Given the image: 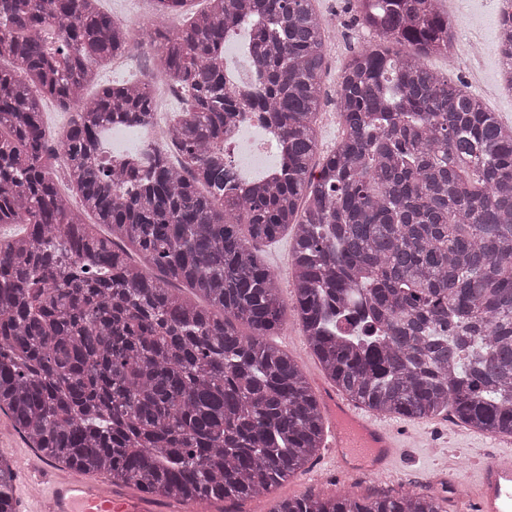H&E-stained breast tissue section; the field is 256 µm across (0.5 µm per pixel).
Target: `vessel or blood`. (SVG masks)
<instances>
[{
	"instance_id": "1",
	"label": "vessel or blood",
	"mask_w": 512,
	"mask_h": 512,
	"mask_svg": "<svg viewBox=\"0 0 512 512\" xmlns=\"http://www.w3.org/2000/svg\"><path fill=\"white\" fill-rule=\"evenodd\" d=\"M327 416L328 461L332 467L364 472L389 473L399 443L383 418L355 406L332 390L319 394ZM35 483L44 487L30 512H149L142 499L113 502L99 484L75 476L60 475L37 465ZM460 512H512V449L485 459L479 466L476 485L459 501Z\"/></svg>"
}]
</instances>
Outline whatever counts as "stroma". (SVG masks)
I'll return each mask as SVG.
<instances>
[{"label": "stroma", "instance_id": "stroma-1", "mask_svg": "<svg viewBox=\"0 0 512 512\" xmlns=\"http://www.w3.org/2000/svg\"><path fill=\"white\" fill-rule=\"evenodd\" d=\"M351 4L352 0H316L315 3L317 11L329 17L325 68L321 76L322 97L326 102L324 111L328 114L337 110V85L353 51L371 37L368 30L357 25ZM443 9L464 36L480 38L483 51L474 61L463 55L430 57L425 61L426 66L457 80L464 72H471L472 77L466 82L469 93L489 111L498 113L503 123L512 125V92L497 91L501 81L497 21L488 10L486 0H445ZM271 341L297 360L312 388L326 384L327 378L295 321H288ZM391 422L399 428L402 450L387 478L374 481L353 471L336 470L316 457L307 464L305 471L282 482L271 496L218 501L211 503L210 508L212 512H269L274 500L279 498L311 493L376 498L414 486L439 496L444 512H457L456 484L474 483L479 463L508 444L505 438L471 433L440 416L427 420L395 416ZM1 453L15 460L19 477L14 487L22 489L23 475L30 472L39 456L3 412H0Z\"/></svg>", "mask_w": 512, "mask_h": 512}]
</instances>
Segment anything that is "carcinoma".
<instances>
[{
    "instance_id": "cac0c4a2",
    "label": "carcinoma",
    "mask_w": 512,
    "mask_h": 512,
    "mask_svg": "<svg viewBox=\"0 0 512 512\" xmlns=\"http://www.w3.org/2000/svg\"><path fill=\"white\" fill-rule=\"evenodd\" d=\"M99 0H0V410L50 462L174 501L267 496L323 447L297 361L270 343L293 313L327 378L384 416L450 414L512 436V125L424 57L448 48L438 0H354L375 38L338 91L343 137L320 155L325 28L314 0H206L159 42L180 85L178 168L94 161L103 123L155 121L150 81L95 67L137 40ZM256 26L260 93L226 87L216 56ZM55 27L53 41L44 37ZM498 48L512 78V23ZM76 107L58 140L97 234L47 163L42 98ZM266 113L287 161L224 188V126ZM129 180L136 191L113 186ZM291 234L292 304L260 246ZM138 260H132V255ZM14 471L0 458V512ZM270 512H442L436 496L305 495Z\"/></svg>"
}]
</instances>
